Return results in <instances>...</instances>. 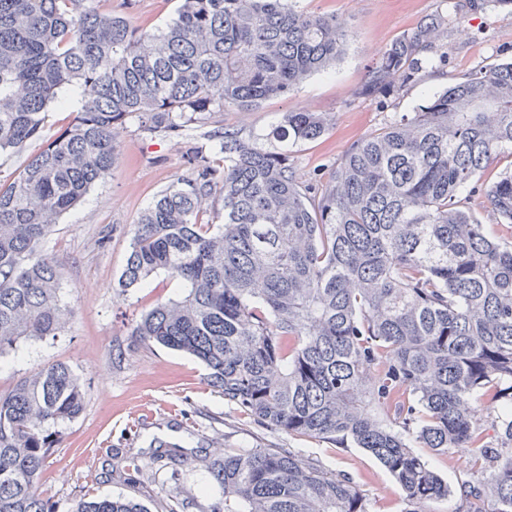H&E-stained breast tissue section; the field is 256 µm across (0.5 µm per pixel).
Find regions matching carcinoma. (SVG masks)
Instances as JSON below:
<instances>
[{"label": "carcinoma", "mask_w": 512, "mask_h": 512, "mask_svg": "<svg viewBox=\"0 0 512 512\" xmlns=\"http://www.w3.org/2000/svg\"><path fill=\"white\" fill-rule=\"evenodd\" d=\"M94 2L0 0V155L41 137L59 90L86 91L73 122L0 183V358L67 330L42 245L135 123L180 144L190 171L132 229L118 286L163 275L179 289L141 315L135 341L196 359L263 427L366 450L402 488L405 512L451 496L420 448L466 451L455 512H512V243L461 199L512 153V62L429 96L353 143L330 185L305 187L279 144L318 139L327 114L290 112L262 138L207 125L327 71L349 40L341 19L293 0H181L148 32ZM447 38L442 17L423 20L379 53L357 95H399ZM485 196L512 224V171ZM84 407L62 363L0 392V512H54L38 492L50 428ZM207 468L224 503L214 512H370L351 478L284 448H226ZM71 512L149 510L102 496Z\"/></svg>", "instance_id": "cac0c4a2"}]
</instances>
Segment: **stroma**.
<instances>
[{
  "mask_svg": "<svg viewBox=\"0 0 512 512\" xmlns=\"http://www.w3.org/2000/svg\"><path fill=\"white\" fill-rule=\"evenodd\" d=\"M179 0H96L102 13L124 14L147 31L163 28ZM306 11L344 18L351 31L345 54L325 73L309 77L288 96L271 97L250 112L226 108L212 128L243 136L268 133L292 111L323 112L332 119L319 140L288 149L300 182L328 183L338 162L358 139L379 132L414 112L429 91H440L470 74L512 60V11L473 10L469 0H301ZM431 15L444 17L446 65L424 67L420 81L399 96L358 97L379 52ZM188 169L174 141L151 137L128 125L118 138L116 161L84 201L66 213L45 244L63 283L70 310L67 332L20 344L0 358V391L55 363L69 364L82 379L86 405L61 425L62 437L38 482L55 512H70L75 498L123 495L164 512L169 499L182 512H208L209 476L200 458L218 448H286L335 473L348 475L372 512H403L404 493L363 450L339 448L306 437H288L258 426L227 405L193 358L158 346L134 343L131 330L157 301L175 295L164 276L150 287L121 291L117 284L131 241V229L153 197ZM122 350L114 359L113 350ZM160 438L181 445L188 461L150 463L149 446Z\"/></svg>",
  "mask_w": 512,
  "mask_h": 512,
  "instance_id": "1",
  "label": "stroma"
}]
</instances>
